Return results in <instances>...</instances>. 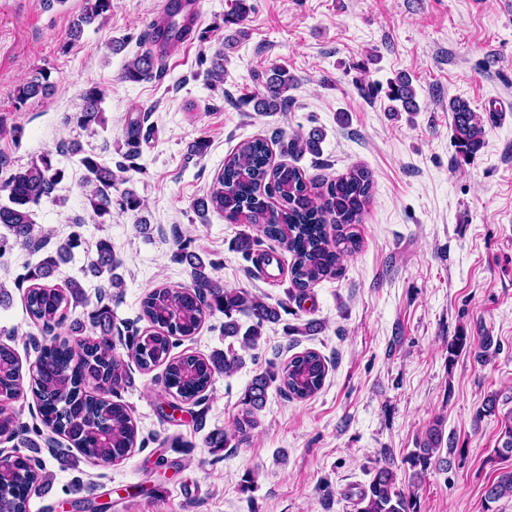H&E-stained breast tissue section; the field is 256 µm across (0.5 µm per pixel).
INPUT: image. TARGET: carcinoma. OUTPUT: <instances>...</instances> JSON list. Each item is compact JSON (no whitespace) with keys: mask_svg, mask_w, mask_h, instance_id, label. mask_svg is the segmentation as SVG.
<instances>
[{"mask_svg":"<svg viewBox=\"0 0 512 512\" xmlns=\"http://www.w3.org/2000/svg\"><path fill=\"white\" fill-rule=\"evenodd\" d=\"M114 0H82L80 14L69 27V41H76L83 26L108 16ZM167 47L160 52L146 50L128 60L121 79L129 82L149 80L163 71ZM207 75L211 84L224 82V52L212 57ZM295 78L282 66L267 72L264 90L254 98L258 112H278L288 102L286 92ZM51 90L49 76L37 72L17 85L15 102L23 106L28 100L45 97ZM387 96L400 102L406 112L419 111L411 77L399 73L388 83ZM103 93L96 86L83 91L84 105L70 121L81 128L105 124L101 107ZM452 112V139L459 154L468 158L484 146L485 130L478 113L461 99L449 102ZM323 133L312 130L288 144V150L298 155L320 153ZM80 164L87 172V183L93 189L87 195L98 223L112 216V191L119 192L122 211H140L143 201L131 189H120L126 183L94 154H85ZM65 170L55 163L52 154L40 155L22 170L12 174L0 187L7 192L8 203L0 204V224L10 232L14 243L29 246L43 241L37 235L29 205L51 198ZM372 179L363 167H354L344 175L320 183L306 180L300 168L291 164H271L268 143L261 139L245 141L224 159L206 196L193 203L194 211L203 215L216 212L232 223L245 224L252 233L238 238V248L258 268L271 264L268 251L255 252L262 239L285 245L293 255L292 288L288 297L304 302L318 282L339 274L342 260L361 247L358 224L362 223L370 202ZM332 227L334 234L327 232ZM80 246V236L71 235L60 244L56 253L29 269L24 280L30 282L24 302L32 322L52 342L41 347L35 370L30 377L31 392L36 399L42 423L56 435L65 437L82 455L98 462L113 463L125 458L136 447L138 427L126 405L112 397L129 383L128 364L112 344V309L100 305L88 312L93 335L86 334L82 321L69 319L79 306L87 305L82 285L70 280L65 287L49 284L58 264L70 259L71 251ZM191 268V285L150 289L142 301L141 319L149 327L134 334L127 349L135 354V363L142 370L164 367V388L178 399L170 403L174 411L182 405L196 403L211 386L214 374H230L242 364L235 351L216 353L208 358L198 355L171 356L172 338L190 337L198 333L207 315L224 314V336L239 339L247 351L257 347L261 330L267 323L280 318L284 303H270L240 288H226L214 280L208 269L215 267L200 255H181ZM120 261L112 252V243L101 239L87 273L103 278L109 288L121 287V277L115 274ZM251 320L245 333L235 315ZM328 373L326 360L319 353L306 350L294 355L281 369L267 370L257 375L245 392L242 409L234 429L224 438L210 442L213 448H224L236 440L247 439L258 426L256 414L266 401L267 389L273 383L279 390L297 400H307L324 386ZM23 386L22 366L16 352L0 344V389L11 391ZM24 426L13 411H0V434L20 436ZM444 441L443 419L436 418L410 455L413 478L418 480L432 466L446 463L441 456ZM496 456L512 457V417L506 416L494 448ZM43 465L40 460L25 456L0 469V498L8 512H29L32 489L41 485ZM505 496H512V471L501 473L486 486L485 508ZM357 512H414L413 493L397 487L392 462L384 458L373 471L368 487L356 503Z\"/></svg>","mask_w":512,"mask_h":512,"instance_id":"obj_1","label":"carcinoma"}]
</instances>
